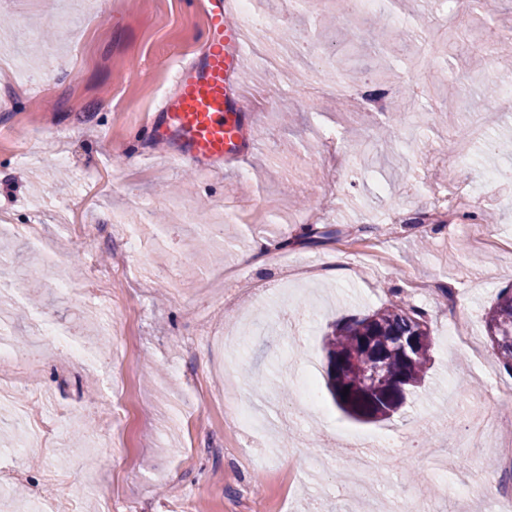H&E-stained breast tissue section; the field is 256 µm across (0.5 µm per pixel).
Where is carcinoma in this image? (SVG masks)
Instances as JSON below:
<instances>
[{"instance_id":"cac0c4a2","label":"carcinoma","mask_w":512,"mask_h":512,"mask_svg":"<svg viewBox=\"0 0 512 512\" xmlns=\"http://www.w3.org/2000/svg\"><path fill=\"white\" fill-rule=\"evenodd\" d=\"M487 336L502 359L512 369V289L502 290L485 315ZM420 337V344L409 353H399L398 343ZM432 339L425 313L413 306L392 303L363 317L332 325L325 334L326 387L336 406L361 422H375L395 408L402 407L407 393L425 380ZM386 366L395 377L389 389L369 384L368 372L376 364ZM349 393H344V389Z\"/></svg>"}]
</instances>
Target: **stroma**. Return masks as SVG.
<instances>
[{"label":"stroma","mask_w":512,"mask_h":512,"mask_svg":"<svg viewBox=\"0 0 512 512\" xmlns=\"http://www.w3.org/2000/svg\"><path fill=\"white\" fill-rule=\"evenodd\" d=\"M253 8L265 22L245 26L238 76L248 156L213 174L145 157L148 112L206 48L199 0L0 4V326L15 340L0 360V512H484L481 478L512 432L464 442L512 408L498 396L512 370L485 328L512 258L484 241L512 238V154L492 147L512 141V122L461 159L462 125L439 115L457 109L449 85L512 77V57L458 48L512 31V0L449 26L435 21L448 0H387L381 30L343 0ZM407 80L427 100H407ZM374 93L398 124L367 109ZM459 176L494 224H417L431 187ZM315 208L336 238L308 243ZM392 208L405 222L387 237ZM72 224L97 232L85 241ZM258 238L272 248L254 256ZM126 239L137 283L113 274L95 288ZM284 254L298 262L288 282ZM397 296L433 338L423 386L377 423L324 391L308 410L300 383L325 382L329 327ZM383 434L398 447L347 442Z\"/></svg>","instance_id":"stroma-1"}]
</instances>
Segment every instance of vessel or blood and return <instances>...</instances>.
I'll return each instance as SVG.
<instances>
[{
  "label": "vessel or blood",
  "instance_id": "1",
  "mask_svg": "<svg viewBox=\"0 0 512 512\" xmlns=\"http://www.w3.org/2000/svg\"><path fill=\"white\" fill-rule=\"evenodd\" d=\"M210 41L201 59L177 71V91L161 99L147 120L168 161L217 170L225 157L242 151L240 103L229 96L244 55L242 26L232 17V0H205Z\"/></svg>",
  "mask_w": 512,
  "mask_h": 512
}]
</instances>
